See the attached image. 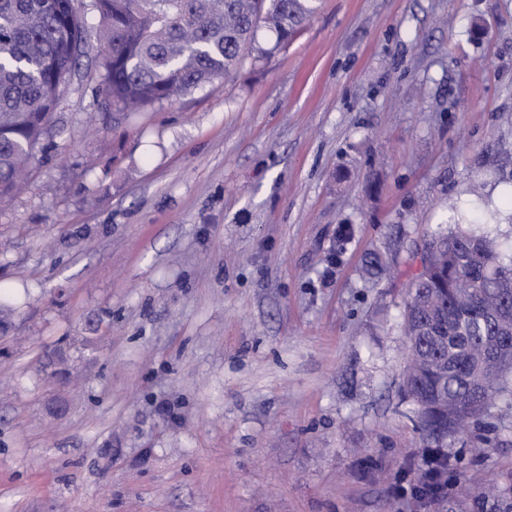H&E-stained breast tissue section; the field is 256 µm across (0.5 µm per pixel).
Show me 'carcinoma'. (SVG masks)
Instances as JSON below:
<instances>
[{"instance_id": "1", "label": "carcinoma", "mask_w": 512, "mask_h": 512, "mask_svg": "<svg viewBox=\"0 0 512 512\" xmlns=\"http://www.w3.org/2000/svg\"><path fill=\"white\" fill-rule=\"evenodd\" d=\"M0 0V204L19 189L40 141L62 135L54 116L81 78L86 18L99 17L97 54L114 112L184 96L268 59L318 9V0ZM265 27L275 41L264 47ZM490 224H440L416 251L403 309L409 361L403 399L452 466L445 441L512 403V249Z\"/></svg>"}]
</instances>
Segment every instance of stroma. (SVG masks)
<instances>
[{
  "mask_svg": "<svg viewBox=\"0 0 512 512\" xmlns=\"http://www.w3.org/2000/svg\"><path fill=\"white\" fill-rule=\"evenodd\" d=\"M104 101L94 65L0 207V512L512 498V405L448 446L436 505L394 495L430 447L401 393L409 252L512 196V0H320L230 80Z\"/></svg>",
  "mask_w": 512,
  "mask_h": 512,
  "instance_id": "35a3bbf8",
  "label": "stroma"
}]
</instances>
